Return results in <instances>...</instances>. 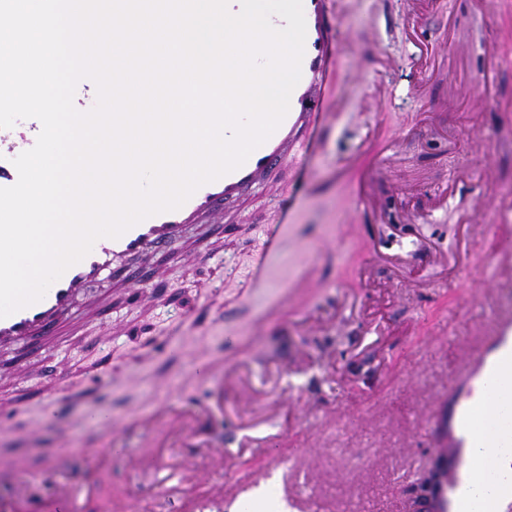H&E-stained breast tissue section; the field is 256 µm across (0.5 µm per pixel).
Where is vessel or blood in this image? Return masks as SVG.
Listing matches in <instances>:
<instances>
[{"label": "vessel or blood", "mask_w": 512, "mask_h": 512, "mask_svg": "<svg viewBox=\"0 0 512 512\" xmlns=\"http://www.w3.org/2000/svg\"><path fill=\"white\" fill-rule=\"evenodd\" d=\"M303 12L306 38L301 77L291 93L286 117L267 141L241 167L198 188L179 209L148 217L119 238L98 239L40 301L0 318V339L22 340L47 329L103 271L123 278L126 261L178 242L194 218L240 199L258 176L286 153L300 129L321 114L323 79L332 66L338 41L328 25L326 0H303ZM40 131L41 124L35 119L22 127L0 129V187L17 182L13 160L35 145ZM475 387L493 391V402L473 405L469 395ZM445 428L451 467L437 512H512V471L497 465L500 457L512 454V309L500 313L487 344L461 363L448 389Z\"/></svg>", "instance_id": "1"}]
</instances>
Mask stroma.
I'll use <instances>...</instances> for the list:
<instances>
[{
  "label": "stroma",
  "mask_w": 512,
  "mask_h": 512,
  "mask_svg": "<svg viewBox=\"0 0 512 512\" xmlns=\"http://www.w3.org/2000/svg\"><path fill=\"white\" fill-rule=\"evenodd\" d=\"M323 113L239 204L0 346V501L52 512H403L463 358L512 308V21L329 0ZM364 200L350 158L371 160ZM185 403L162 420L164 390ZM106 410L123 431L106 434ZM54 470H47V461Z\"/></svg>",
  "instance_id": "obj_1"
}]
</instances>
